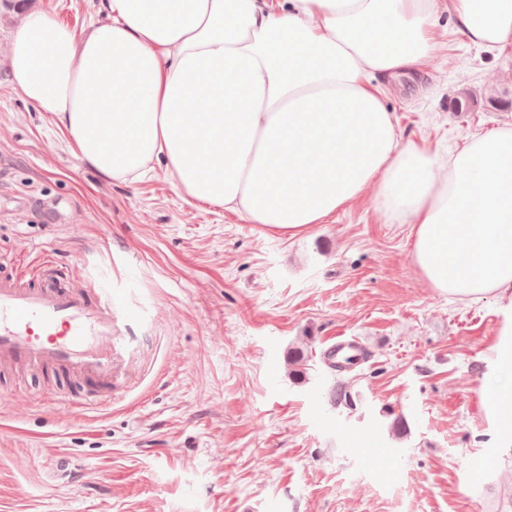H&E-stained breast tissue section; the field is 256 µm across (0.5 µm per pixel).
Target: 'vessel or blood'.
Segmentation results:
<instances>
[{
    "instance_id": "vessel-or-blood-1",
    "label": "vessel or blood",
    "mask_w": 512,
    "mask_h": 512,
    "mask_svg": "<svg viewBox=\"0 0 512 512\" xmlns=\"http://www.w3.org/2000/svg\"><path fill=\"white\" fill-rule=\"evenodd\" d=\"M150 317L133 292L75 280L49 259L31 277L0 270V372L36 376L53 404L111 406L139 382Z\"/></svg>"
}]
</instances>
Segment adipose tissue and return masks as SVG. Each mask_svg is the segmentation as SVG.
I'll use <instances>...</instances> for the list:
<instances>
[{
    "label": "adipose tissue",
    "instance_id": "1",
    "mask_svg": "<svg viewBox=\"0 0 512 512\" xmlns=\"http://www.w3.org/2000/svg\"><path fill=\"white\" fill-rule=\"evenodd\" d=\"M442 8L480 49L512 42V0H103L81 32L28 16L0 58L105 178L161 159L190 198L291 237L373 190L412 220L431 288L501 300L491 366L512 374V128L444 154L384 103L383 80L422 75ZM481 402L512 458V384Z\"/></svg>",
    "mask_w": 512,
    "mask_h": 512
}]
</instances>
